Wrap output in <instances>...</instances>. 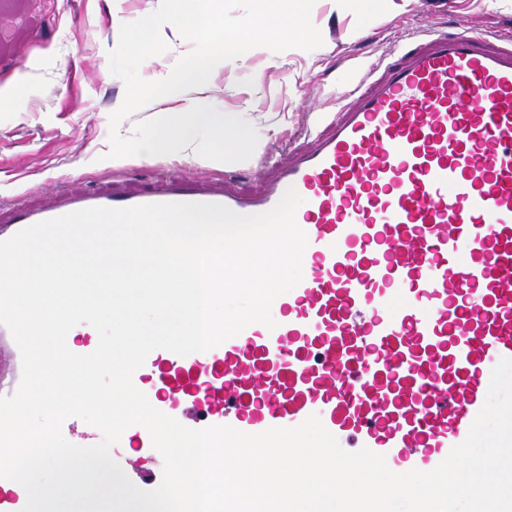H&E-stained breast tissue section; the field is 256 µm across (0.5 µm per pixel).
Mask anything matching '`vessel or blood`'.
I'll list each match as a JSON object with an SVG mask.
<instances>
[{"instance_id":"obj_1","label":"vessel or blood","mask_w":512,"mask_h":512,"mask_svg":"<svg viewBox=\"0 0 512 512\" xmlns=\"http://www.w3.org/2000/svg\"><path fill=\"white\" fill-rule=\"evenodd\" d=\"M308 240L302 279L279 296L275 327L253 323L220 345L152 351L133 375L153 407L192 429L258 434L318 415L337 440L429 471L465 440L493 368L512 358V32L420 34L369 63L286 161L244 192L170 176L140 192L86 189L0 207V240L90 207L219 204L271 210L287 189ZM73 444L102 434L77 417ZM117 455L151 490L164 460L147 429ZM26 492L0 479V512Z\"/></svg>"}]
</instances>
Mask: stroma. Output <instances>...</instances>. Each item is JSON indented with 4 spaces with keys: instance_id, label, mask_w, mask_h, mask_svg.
<instances>
[{
    "instance_id": "35a3bbf8",
    "label": "stroma",
    "mask_w": 512,
    "mask_h": 512,
    "mask_svg": "<svg viewBox=\"0 0 512 512\" xmlns=\"http://www.w3.org/2000/svg\"><path fill=\"white\" fill-rule=\"evenodd\" d=\"M160 0H0V202L36 204L57 192L119 185L136 190L168 175L253 187L264 157L303 140L310 114L334 112L355 77L346 56L372 61L418 27L512 31V0H317L311 20L322 46L280 53L255 47L215 72L199 97L256 129L264 156L219 162L110 157L109 117L125 97L109 68L119 21L139 20Z\"/></svg>"
}]
</instances>
